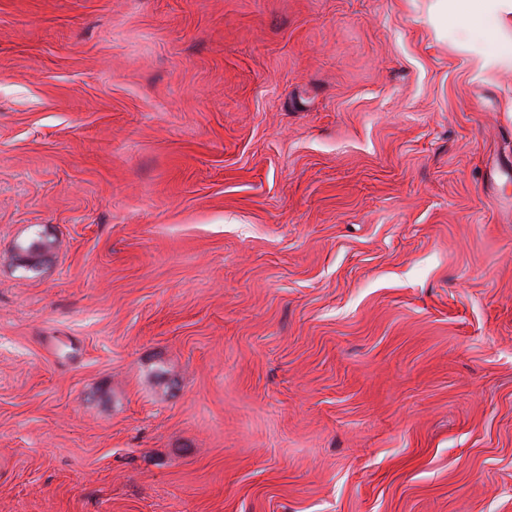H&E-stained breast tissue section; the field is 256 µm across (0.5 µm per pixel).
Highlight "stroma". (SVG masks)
I'll list each match as a JSON object with an SVG mask.
<instances>
[{
  "label": "stroma",
  "mask_w": 512,
  "mask_h": 512,
  "mask_svg": "<svg viewBox=\"0 0 512 512\" xmlns=\"http://www.w3.org/2000/svg\"><path fill=\"white\" fill-rule=\"evenodd\" d=\"M0 512H512V13L0 0Z\"/></svg>",
  "instance_id": "stroma-1"
}]
</instances>
